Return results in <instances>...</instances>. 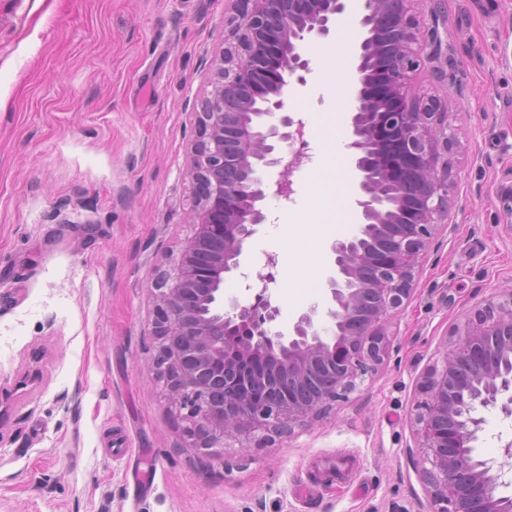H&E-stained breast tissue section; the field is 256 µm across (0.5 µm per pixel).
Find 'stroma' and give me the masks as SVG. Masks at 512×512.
<instances>
[{
    "label": "stroma",
    "mask_w": 512,
    "mask_h": 512,
    "mask_svg": "<svg viewBox=\"0 0 512 512\" xmlns=\"http://www.w3.org/2000/svg\"><path fill=\"white\" fill-rule=\"evenodd\" d=\"M231 0H0V512H430L415 440L418 386L454 326L512 291V0H427L457 145L448 224L434 235L382 365L287 439L200 454L156 381L154 283L191 233L187 154ZM302 43L305 83L286 108L309 160L293 193L224 277L243 302L279 259L278 330L336 322L332 245L361 214L332 145L346 136L356 56ZM302 223H293L296 212ZM485 420L475 452L500 463L512 417Z\"/></svg>",
    "instance_id": "obj_1"
}]
</instances>
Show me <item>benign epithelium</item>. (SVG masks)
Returning <instances> with one entry per match:
<instances>
[{
    "mask_svg": "<svg viewBox=\"0 0 512 512\" xmlns=\"http://www.w3.org/2000/svg\"><path fill=\"white\" fill-rule=\"evenodd\" d=\"M232 2L222 65L195 112L192 233L155 282L151 324L155 373L188 423L191 447L203 452L227 439L245 448L257 437L288 438L383 363L391 317L448 220V155L456 144L448 105L409 93L427 62L445 76L436 28L420 18L418 0H364L347 131L363 225L332 245L336 336H318L312 311L288 334L274 328L280 309L270 292L278 275L271 255L262 286L224 309V274L240 266L264 223L262 202L293 193L284 174L266 185L254 174L281 163L279 142L291 148L288 170L307 157L302 122L284 113L285 76L304 83L310 62L300 43L327 37L348 7V0ZM278 112V123L264 121ZM452 336L424 373L416 404L432 512H512V498L496 494L500 473L473 456L485 423L475 405L512 415V291L475 307Z\"/></svg>",
    "mask_w": 512,
    "mask_h": 512,
    "instance_id": "1",
    "label": "benign epithelium"
}]
</instances>
